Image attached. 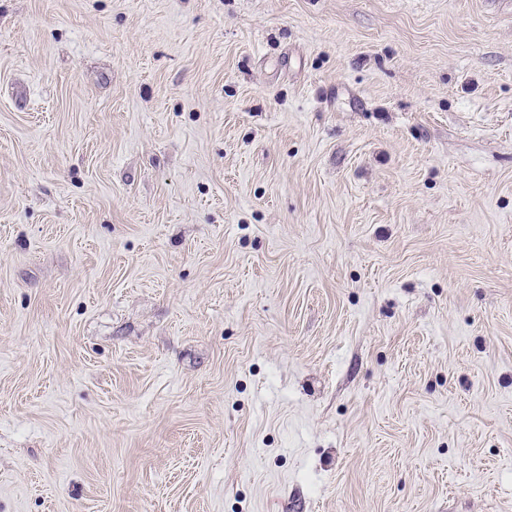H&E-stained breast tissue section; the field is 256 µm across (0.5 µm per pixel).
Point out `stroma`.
I'll return each mask as SVG.
<instances>
[{"label":"stroma","instance_id":"stroma-1","mask_svg":"<svg viewBox=\"0 0 512 512\" xmlns=\"http://www.w3.org/2000/svg\"><path fill=\"white\" fill-rule=\"evenodd\" d=\"M0 512H512V0H0Z\"/></svg>","mask_w":512,"mask_h":512}]
</instances>
